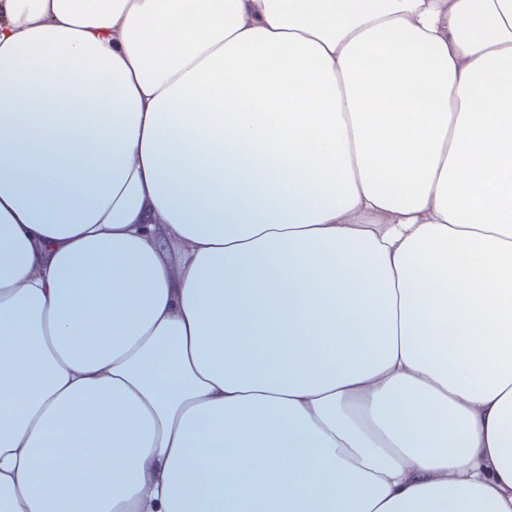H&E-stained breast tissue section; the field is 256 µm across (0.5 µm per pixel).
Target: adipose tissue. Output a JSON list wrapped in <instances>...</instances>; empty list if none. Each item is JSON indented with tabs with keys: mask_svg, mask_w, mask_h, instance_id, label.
I'll list each match as a JSON object with an SVG mask.
<instances>
[{
	"mask_svg": "<svg viewBox=\"0 0 512 512\" xmlns=\"http://www.w3.org/2000/svg\"><path fill=\"white\" fill-rule=\"evenodd\" d=\"M0 512H512V0H0Z\"/></svg>",
	"mask_w": 512,
	"mask_h": 512,
	"instance_id": "obj_1",
	"label": "adipose tissue"
}]
</instances>
